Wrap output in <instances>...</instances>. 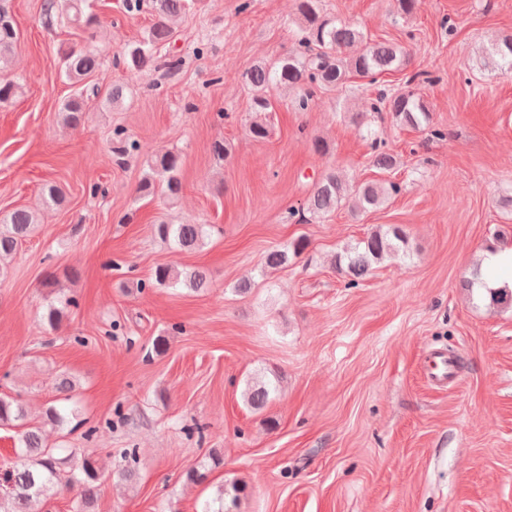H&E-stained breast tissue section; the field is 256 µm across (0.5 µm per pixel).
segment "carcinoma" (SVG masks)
I'll return each instance as SVG.
<instances>
[{
	"label": "carcinoma",
	"mask_w": 512,
	"mask_h": 512,
	"mask_svg": "<svg viewBox=\"0 0 512 512\" xmlns=\"http://www.w3.org/2000/svg\"><path fill=\"white\" fill-rule=\"evenodd\" d=\"M196 0H122L128 14L143 11L152 16L151 24L141 38L129 44L116 64L131 71L151 66L156 54L167 47L173 38V18L186 13ZM43 16L47 24L62 19L66 23L87 30L100 25L90 0H43ZM300 20V37L296 49L272 64L253 65L243 76V82L252 92V112L255 118L248 126L249 135L255 140L269 136L266 112L273 109L266 95L271 84L297 88L302 92L299 106L306 108L316 92H332L342 88L353 77H359L370 85L379 77L401 68L409 59L410 52L404 45L393 41L370 42L355 24L347 23L326 13L320 0H297ZM18 39L15 21L9 10L0 6V70L7 67L9 57ZM492 64L505 75L512 74V36L496 41L488 48ZM63 70L68 81L77 91L64 104L63 120L71 128H78L88 117V99L99 93V86H89V79L106 80L102 71L100 54L96 47H69L62 51ZM21 93V86L13 79L0 77V105L12 103ZM126 98L125 87L109 84L104 103L111 109H120ZM385 110L395 122L412 129L426 128L431 123L427 104L407 86L395 92L379 90L372 112ZM376 154L373 164L383 172L392 170L396 157L382 143L373 142ZM140 144L130 138L126 130L117 127L112 133V154L121 159ZM147 170L138 185V193L150 197L157 193L174 198L181 192V154L175 150L153 151L146 156ZM399 187L393 182L374 181L354 184L339 172L331 170L314 185L307 200L306 211L310 217L321 219L342 206L354 211H369L386 204ZM37 223L36 215L27 209H16L0 225V260L12 256L22 240L27 238ZM159 239L180 248L193 251L201 248L208 236L205 224L155 225ZM407 236L398 226L376 230L365 239L348 245L336 256L334 266L350 277V283L365 278L372 265L386 258L406 253ZM305 238L300 237L282 249L268 252L264 259L263 274L283 267L293 257L300 256L307 248ZM153 283L158 286L182 285L195 292L210 287V278L202 268L179 270L161 264L153 273ZM270 382L257 381L247 385L243 398L253 409L263 408L276 393ZM0 426L18 429V448L11 467L0 473V512H38L33 502L57 485L78 486L77 512H89L97 498L102 473L96 462L80 457L68 448L50 445L41 429L27 421L24 404L15 397L0 396Z\"/></svg>",
	"instance_id": "1"
}]
</instances>
